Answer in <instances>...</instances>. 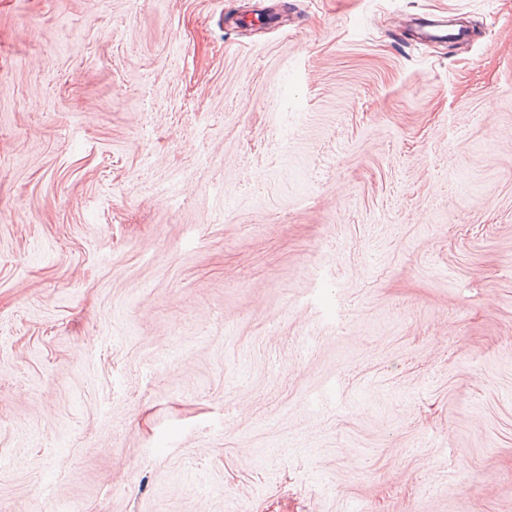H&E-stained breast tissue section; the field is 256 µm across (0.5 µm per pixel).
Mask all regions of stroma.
<instances>
[{
	"mask_svg": "<svg viewBox=\"0 0 512 512\" xmlns=\"http://www.w3.org/2000/svg\"><path fill=\"white\" fill-rule=\"evenodd\" d=\"M65 504L512 512V0H0V512Z\"/></svg>",
	"mask_w": 512,
	"mask_h": 512,
	"instance_id": "stroma-1",
	"label": "stroma"
}]
</instances>
